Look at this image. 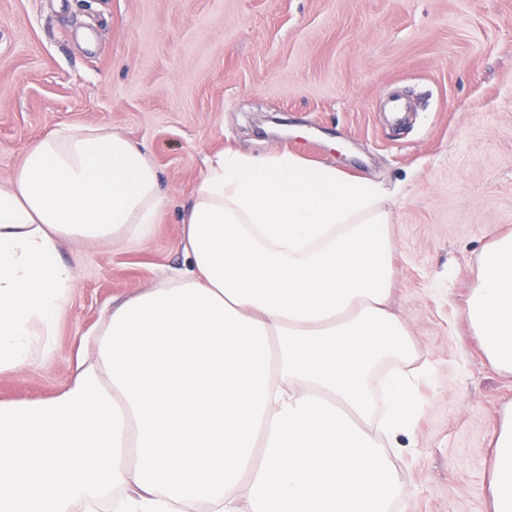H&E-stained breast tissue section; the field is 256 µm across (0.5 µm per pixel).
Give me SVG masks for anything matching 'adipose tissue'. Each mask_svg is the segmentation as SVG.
I'll list each match as a JSON object with an SVG mask.
<instances>
[{"label":"adipose tissue","mask_w":512,"mask_h":512,"mask_svg":"<svg viewBox=\"0 0 512 512\" xmlns=\"http://www.w3.org/2000/svg\"><path fill=\"white\" fill-rule=\"evenodd\" d=\"M374 180L293 151L227 149L182 217L185 266L115 306L59 394L0 402V512H388V450L412 436L411 337L387 308L391 217ZM157 169L116 130L30 145L0 181V374L32 363L75 272L63 239L144 245ZM461 312L512 376V233L477 260ZM490 512H512V401L489 436Z\"/></svg>","instance_id":"ef3b65f1"}]
</instances>
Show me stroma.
<instances>
[{"instance_id": "stroma-1", "label": "stroma", "mask_w": 512, "mask_h": 512, "mask_svg": "<svg viewBox=\"0 0 512 512\" xmlns=\"http://www.w3.org/2000/svg\"><path fill=\"white\" fill-rule=\"evenodd\" d=\"M410 96L404 124L380 110ZM82 126L150 155L166 196L147 245L65 241L76 274L49 350L0 402L59 393L112 307L183 267L180 215L225 148L300 152L383 185L391 306L423 366L400 512H489V433L512 399L459 313L512 229V0H0V180Z\"/></svg>"}]
</instances>
